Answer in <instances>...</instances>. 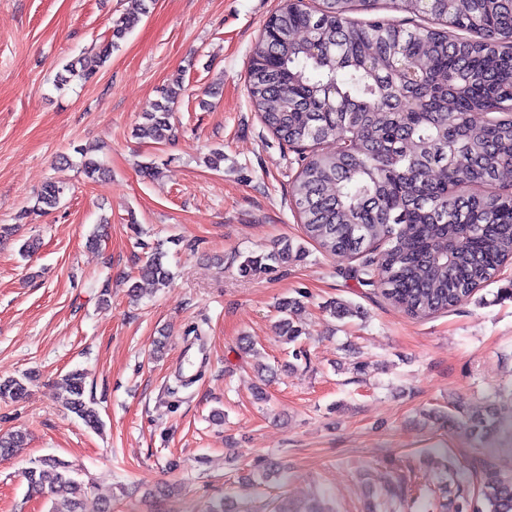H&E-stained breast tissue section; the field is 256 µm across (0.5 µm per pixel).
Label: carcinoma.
I'll return each mask as SVG.
<instances>
[{
  "instance_id": "carcinoma-1",
  "label": "carcinoma",
  "mask_w": 512,
  "mask_h": 512,
  "mask_svg": "<svg viewBox=\"0 0 512 512\" xmlns=\"http://www.w3.org/2000/svg\"><path fill=\"white\" fill-rule=\"evenodd\" d=\"M283 0L255 48L249 94L264 126L278 140L305 148L351 137L349 149L311 150L300 157L292 198L305 235L329 254L363 258L360 282L415 317H426L469 298L512 260V192L475 187L501 185L512 172V0H390L392 8L423 13L435 26L409 30L385 19L348 16L355 2ZM117 20L100 55L112 49L149 13L152 0ZM467 33L457 37L453 32ZM183 92L181 76L133 129L139 139L172 137V112ZM80 169L102 174L92 149L78 147ZM65 187L47 183L33 209L57 208ZM286 240L247 256L239 272L252 276L286 264ZM157 251L140 267L131 292L142 284L165 288L170 272ZM302 301L278 304L280 336L295 345L305 329ZM33 375L0 382V399L24 398ZM63 401L88 427H102L84 374L62 379ZM471 434L495 428V408L467 416ZM25 442L21 432L0 436V456ZM79 466L56 456L25 472L28 488L62 506L52 512H82L91 486L76 479ZM463 512H512V473L490 468Z\"/></svg>"
}]
</instances>
